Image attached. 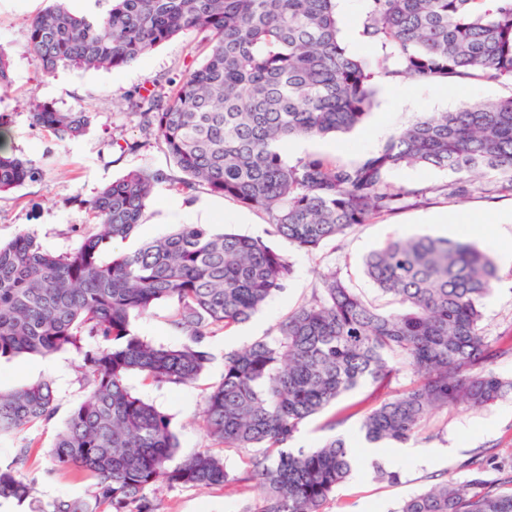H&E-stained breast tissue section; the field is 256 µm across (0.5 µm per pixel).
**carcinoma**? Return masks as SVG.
<instances>
[{
	"mask_svg": "<svg viewBox=\"0 0 512 512\" xmlns=\"http://www.w3.org/2000/svg\"><path fill=\"white\" fill-rule=\"evenodd\" d=\"M100 19L72 13L65 0L28 23L32 51L50 73L59 66L112 70L184 33L208 43L198 69L181 75L162 102L141 97L144 129L182 173L132 170L86 202L93 230L64 253L47 251L24 231L0 244V359L82 353L89 393L73 407L50 455L59 470L86 471L84 497L32 512H157L153 493L256 482L246 512H325L350 475L351 456L336 435L314 450L288 448L299 426L369 380L380 392L404 370L413 383L363 414L372 444H403L428 415L448 407L482 408L512 392L491 365L512 353V336L491 339L482 301L498 279L476 245L417 236L387 242L365 260L367 277L396 307L384 310L334 271L319 275L311 299L276 334L224 354V375L205 397L202 424L214 445L257 456L232 473L209 450L175 460L167 415L126 384L133 372L152 383L196 381L210 361L203 340L248 321L292 274L288 258L261 238L204 224H182L139 248L105 257L115 239L140 224L160 183L181 193L200 188L266 212L272 234L314 251L361 224L398 209L415 191L389 174L422 165L455 180L442 191L512 194V95L433 112L356 161L308 155L288 160L280 146L352 130L370 113L378 77L426 81L480 77L512 81V0H366L361 36L387 49L374 64L347 51L336 0H110ZM35 124L65 141L88 124L83 112L37 102ZM33 164L0 149V192L33 178ZM188 338L180 347L138 336L133 321L156 304ZM105 345L83 349L84 336ZM48 381L0 392V435L55 417ZM28 450L0 463V501L35 502L21 467ZM471 479H445L392 512H512V491L468 464Z\"/></svg>",
	"mask_w": 512,
	"mask_h": 512,
	"instance_id": "1",
	"label": "carcinoma"
}]
</instances>
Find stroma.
Instances as JSON below:
<instances>
[{
	"mask_svg": "<svg viewBox=\"0 0 512 512\" xmlns=\"http://www.w3.org/2000/svg\"><path fill=\"white\" fill-rule=\"evenodd\" d=\"M51 0H0V47L8 54L12 85L0 94V123L13 137V154L30 160L35 168L31 180L0 194V242L11 241L24 230L36 234L43 247L54 253L69 251L82 241L91 226L84 206L103 186L134 169L173 170L174 164L161 143L142 127L137 104L143 88L156 81L157 94L168 96L172 82L188 69L202 66L206 52L199 36L180 35L142 55L133 63L112 70L61 67L44 75L32 52L26 21L45 10ZM401 100L388 110L385 90H378L369 116L350 132L334 137L297 139L282 147L288 159L319 154L332 160H357L376 152L401 128L423 115L456 109L461 103L512 95V84L477 79L441 85L432 81H402ZM47 101L62 112H84L89 123L80 136L60 141L33 123V101ZM452 179L448 171L404 166L388 181L396 188L417 191L414 203L381 215L320 249L306 252L287 240L270 236L269 216L245 207L232 198L198 190L182 195L169 185H158L133 236L115 241L114 252H128L145 241L169 234L176 224H206L214 229L262 238L288 257L293 273L288 285L273 295L249 321L207 337L204 348L210 362L200 378L190 385H157L130 374L127 384L145 401L168 415L178 439V455L186 457L210 448L201 424L204 397L224 373V355L274 335L290 312L310 300L319 273L333 270L347 284L377 304L386 299L363 273L365 257L387 241L415 235H431L478 243L480 233L499 235L512 247V196L475 191L466 198L444 195L443 185ZM436 213L454 216L455 224L442 229L429 224ZM487 336L512 332V266L499 267L498 279L483 301ZM170 307L161 303L134 322L135 332L157 345L178 347L185 336L169 321ZM81 355L66 349L49 356L22 354L0 361V391L51 381L59 411L55 418L37 423L14 435L0 438V462L14 459L19 449L28 454L21 471L35 486L37 501L48 503L86 495L92 480L83 471L55 470L49 450L70 408L86 398L89 388L79 369ZM375 402L370 383L347 392L335 404L302 423L292 448L320 446L340 434L351 451V477L337 487L326 512H392L402 500L425 490L434 480L466 482L468 461L489 462L488 478L512 480V394L485 409L451 407L434 412L423 436L409 440L410 454L384 450L382 458H370L360 430V417H352L337 429L328 422L353 404L368 407ZM400 475L391 483L376 479L374 466ZM259 494L256 483L206 489L177 488L159 492V512H243Z\"/></svg>",
	"mask_w": 512,
	"mask_h": 512,
	"instance_id": "35a3bbf8",
	"label": "stroma"
}]
</instances>
